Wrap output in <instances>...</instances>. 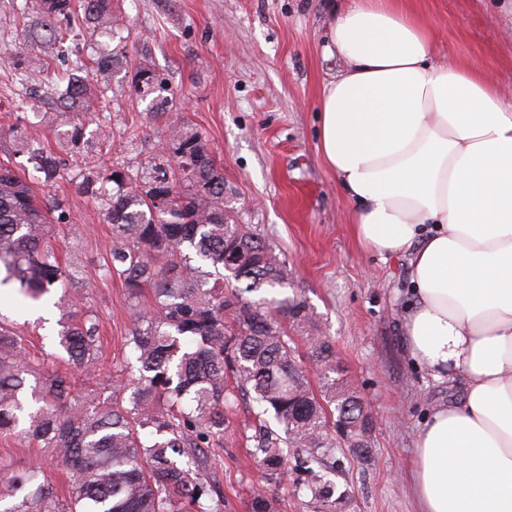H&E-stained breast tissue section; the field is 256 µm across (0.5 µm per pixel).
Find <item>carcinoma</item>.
<instances>
[{
    "label": "carcinoma",
    "mask_w": 512,
    "mask_h": 512,
    "mask_svg": "<svg viewBox=\"0 0 512 512\" xmlns=\"http://www.w3.org/2000/svg\"><path fill=\"white\" fill-rule=\"evenodd\" d=\"M114 0H35L26 40L43 55L24 56L25 68L49 69L75 31L120 29ZM118 44L93 61L106 78L124 54ZM82 61L57 79L65 112H87L95 93L80 75ZM147 111L165 119L172 153L160 151L141 179L105 160L80 184L104 198L112 248L102 277H118L133 301L127 345L135 363L112 376V394L94 386L75 392L73 376L44 367V353L0 323V437L20 436L45 448L68 471V495L58 494L39 464L0 478L3 512H224V496L203 477L224 449L229 415L251 396L261 411L243 424L250 456L266 486L254 492L251 512H283L271 490L288 456L304 454L293 480L315 512H336L351 498L322 470L328 455L345 448L364 462L371 418L360 394L343 382L336 348L326 336L305 337L306 358L320 369L314 389L301 367L288 323L305 317V302L283 295L288 269L269 241L232 218L233 197L206 136L173 112L168 78L140 66L131 79ZM20 151L50 183L64 159L81 156L83 128L59 134L57 149L11 130ZM66 222L61 201L40 200L34 182L0 161V285L39 300L54 290L68 295L83 281L78 257L64 262L51 225ZM236 285L224 287L228 280ZM99 322L92 310L59 321L55 357L86 376L96 370Z\"/></svg>",
    "instance_id": "obj_1"
}]
</instances>
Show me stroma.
<instances>
[{"instance_id": "obj_1", "label": "stroma", "mask_w": 512, "mask_h": 512, "mask_svg": "<svg viewBox=\"0 0 512 512\" xmlns=\"http://www.w3.org/2000/svg\"><path fill=\"white\" fill-rule=\"evenodd\" d=\"M22 0H0V127L55 143L65 122L50 90L49 72L21 69L26 20ZM333 0H118L128 50L114 76H91L94 115L84 156L140 173L165 138L162 119L129 88L131 72L147 65L164 74L177 110L201 131L234 192V219L256 227L288 267L287 295L309 308L305 326L330 337L344 380L370 404L377 421L370 437L373 462L345 460L332 478L353 491L348 512H419L408 476L416 430L430 407L452 390L409 357L402 318L414 295L404 256H381L358 244L350 205L318 149L317 112L323 86L342 67L325 58L326 22ZM414 9L434 28L441 53L490 69L503 95L512 96V0H415ZM140 137L130 141L129 127ZM84 168L68 163L56 184L39 195L62 199L70 214L54 225L61 246L82 262L93 282L89 306L100 322L101 384L129 354L131 303L119 278L100 279L112 246L103 204L84 196ZM0 313L32 341L53 351L61 308L0 290ZM41 464L64 483L61 466L43 448L20 439L0 440V466L17 471ZM224 494V512H249L264 478L247 456L239 434L227 432L224 449L204 472Z\"/></svg>"}]
</instances>
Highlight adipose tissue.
I'll list each match as a JSON object with an SVG mask.
<instances>
[{"label": "adipose tissue", "instance_id": "ef3b65f1", "mask_svg": "<svg viewBox=\"0 0 512 512\" xmlns=\"http://www.w3.org/2000/svg\"><path fill=\"white\" fill-rule=\"evenodd\" d=\"M434 41L410 0H344L319 149L356 240L409 258L410 357L461 389L414 439L421 512H512V97Z\"/></svg>", "mask_w": 512, "mask_h": 512}]
</instances>
